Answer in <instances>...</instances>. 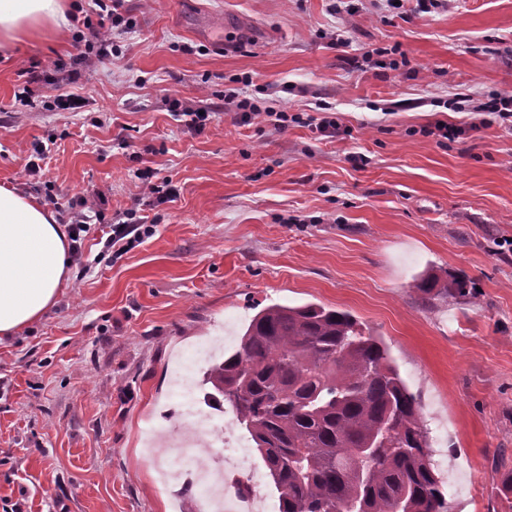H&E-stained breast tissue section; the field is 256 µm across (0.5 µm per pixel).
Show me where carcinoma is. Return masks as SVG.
<instances>
[{"mask_svg":"<svg viewBox=\"0 0 512 512\" xmlns=\"http://www.w3.org/2000/svg\"><path fill=\"white\" fill-rule=\"evenodd\" d=\"M450 300L461 276L415 285ZM265 462L279 512H448L419 405L383 342L352 314L273 304L204 375Z\"/></svg>","mask_w":512,"mask_h":512,"instance_id":"obj_1","label":"carcinoma"}]
</instances>
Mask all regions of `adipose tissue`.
Wrapping results in <instances>:
<instances>
[{"mask_svg":"<svg viewBox=\"0 0 512 512\" xmlns=\"http://www.w3.org/2000/svg\"><path fill=\"white\" fill-rule=\"evenodd\" d=\"M67 23L63 0H0V43L57 32ZM70 264L68 235L54 212L0 186V339L55 305Z\"/></svg>","mask_w":512,"mask_h":512,"instance_id":"ef3b65f1","label":"adipose tissue"}]
</instances>
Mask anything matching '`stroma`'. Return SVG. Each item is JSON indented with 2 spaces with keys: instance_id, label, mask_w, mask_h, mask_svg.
Wrapping results in <instances>:
<instances>
[{
  "instance_id": "stroma-1",
  "label": "stroma",
  "mask_w": 512,
  "mask_h": 512,
  "mask_svg": "<svg viewBox=\"0 0 512 512\" xmlns=\"http://www.w3.org/2000/svg\"><path fill=\"white\" fill-rule=\"evenodd\" d=\"M330 4L126 0L134 28L105 59L79 61L70 35L0 47V184L44 200L21 170L50 138L45 174L63 200L99 191L112 216L147 167L179 189L144 200L157 232L120 259L108 225H92V271L72 270L56 306L0 343V512H207L195 481H164L147 450L177 434L176 375L190 370L204 394L198 349L232 352L260 309L305 303L347 310L387 344L449 512H512L494 470L501 458L512 470V250L498 247L512 238V129L421 132L469 120L456 93L512 91V0L428 14L406 0L400 16L386 0L353 15ZM395 45L407 65L356 67ZM244 73L243 95L268 89L291 114L329 107L350 136L222 113L197 133L169 112V97L219 102ZM71 74L87 107L49 110L53 81ZM450 274L475 298L422 300L421 278Z\"/></svg>"
}]
</instances>
